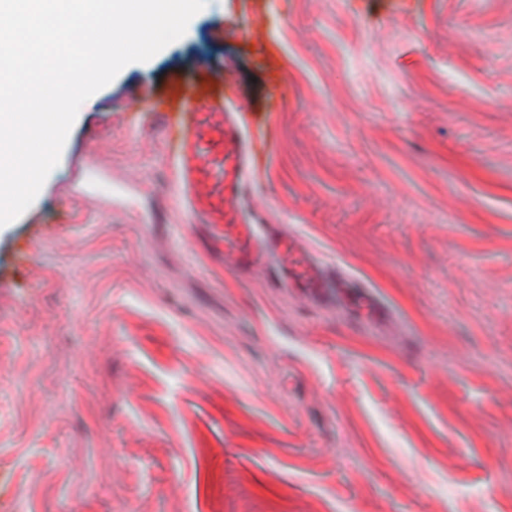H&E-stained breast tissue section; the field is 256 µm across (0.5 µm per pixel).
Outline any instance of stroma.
<instances>
[{
	"instance_id": "obj_1",
	"label": "stroma",
	"mask_w": 512,
	"mask_h": 512,
	"mask_svg": "<svg viewBox=\"0 0 512 512\" xmlns=\"http://www.w3.org/2000/svg\"><path fill=\"white\" fill-rule=\"evenodd\" d=\"M202 65L376 316L225 268L150 106ZM0 512H512V0H208L95 93L0 227Z\"/></svg>"
}]
</instances>
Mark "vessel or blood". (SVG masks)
<instances>
[{
    "label": "vessel or blood",
    "instance_id": "obj_1",
    "mask_svg": "<svg viewBox=\"0 0 512 512\" xmlns=\"http://www.w3.org/2000/svg\"><path fill=\"white\" fill-rule=\"evenodd\" d=\"M174 128L175 153L180 162L182 182L197 200L208 195L206 185L193 171L207 153L200 141L196 118L208 113L224 127L222 176L224 181V262L236 269L266 273L277 288L301 292L319 302H332L349 295L358 300L353 311L360 316L375 313L377 305L365 287L355 280L330 273L316 258L305 253L297 239L280 227L259 223L257 217L242 219L239 196L246 173L253 169L252 141L236 113L225 111L221 79L209 74L207 80L184 84L177 95L164 100Z\"/></svg>",
    "mask_w": 512,
    "mask_h": 512
}]
</instances>
